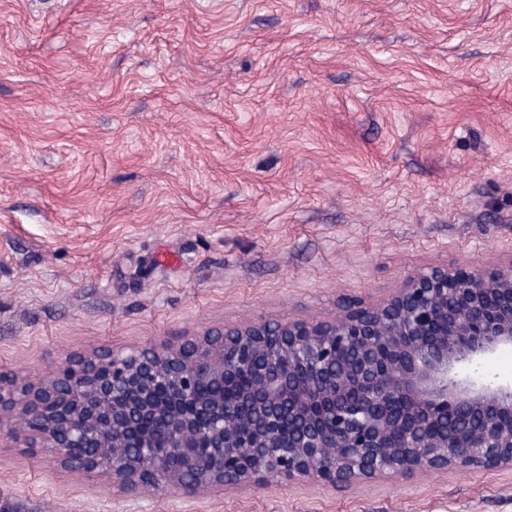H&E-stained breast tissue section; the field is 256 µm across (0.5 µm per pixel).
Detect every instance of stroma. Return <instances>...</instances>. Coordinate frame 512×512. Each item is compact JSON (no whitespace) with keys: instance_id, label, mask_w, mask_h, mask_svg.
<instances>
[{"instance_id":"1","label":"stroma","mask_w":512,"mask_h":512,"mask_svg":"<svg viewBox=\"0 0 512 512\" xmlns=\"http://www.w3.org/2000/svg\"><path fill=\"white\" fill-rule=\"evenodd\" d=\"M512 260V0H0V375ZM23 512H512V470L202 498L0 433Z\"/></svg>"}]
</instances>
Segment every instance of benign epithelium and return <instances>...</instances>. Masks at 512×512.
Here are the masks:
<instances>
[{"label": "benign epithelium", "instance_id": "7a95c632", "mask_svg": "<svg viewBox=\"0 0 512 512\" xmlns=\"http://www.w3.org/2000/svg\"><path fill=\"white\" fill-rule=\"evenodd\" d=\"M509 346L512 262L434 266L331 320L215 327L176 345L70 354L38 382L0 380V429L21 423L62 467L128 495L494 471L512 468V382L476 366ZM249 366L257 382L229 427L222 394L197 390Z\"/></svg>", "mask_w": 512, "mask_h": 512}]
</instances>
